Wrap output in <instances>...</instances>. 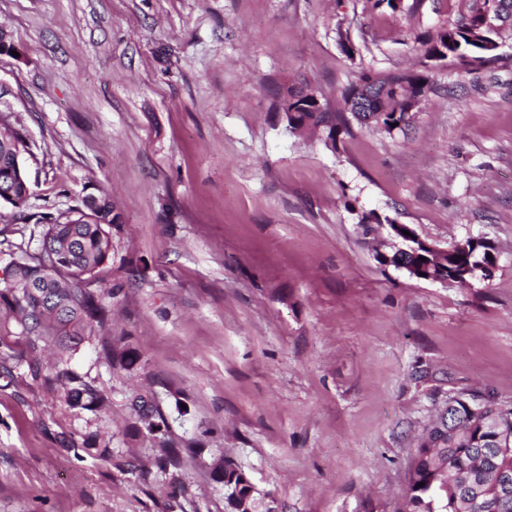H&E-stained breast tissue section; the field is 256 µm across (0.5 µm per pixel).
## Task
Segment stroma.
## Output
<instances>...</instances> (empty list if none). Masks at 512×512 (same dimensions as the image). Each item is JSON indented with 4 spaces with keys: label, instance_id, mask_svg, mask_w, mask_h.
<instances>
[{
    "label": "stroma",
    "instance_id": "stroma-1",
    "mask_svg": "<svg viewBox=\"0 0 512 512\" xmlns=\"http://www.w3.org/2000/svg\"><path fill=\"white\" fill-rule=\"evenodd\" d=\"M475 0H0V114L29 143L31 194L0 204V273L36 254L46 218L107 193L122 215L98 278L112 317L70 370L106 395L74 410L47 353L0 335V512H229L223 457L255 512H399L414 448L457 391L512 407V36L475 69L431 62L402 132H289L277 93L306 83L342 109L360 73L420 60L419 37ZM347 31L353 54L341 49ZM377 212L438 246L495 250L471 288L375 259ZM136 348L131 371L104 349ZM188 413L178 477L138 480L134 394ZM88 440L83 458L60 439ZM110 458H102V451ZM212 466L213 479L231 490L228 506L232 512H253L255 492H252L245 473L223 457L216 459Z\"/></svg>",
    "mask_w": 512,
    "mask_h": 512
}]
</instances>
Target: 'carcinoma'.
Wrapping results in <instances>:
<instances>
[{
	"label": "carcinoma",
	"instance_id": "cac0c4a2",
	"mask_svg": "<svg viewBox=\"0 0 512 512\" xmlns=\"http://www.w3.org/2000/svg\"><path fill=\"white\" fill-rule=\"evenodd\" d=\"M512 19V0H482L459 24L440 29L421 41L427 61L453 56L473 67L497 57L502 27ZM423 70L402 73L364 72L359 83L348 88L344 103L360 90H374V117L351 113L362 125L380 126L391 133L393 124L404 130L411 123L407 115L408 96L415 89H428ZM280 108L292 133L321 124L329 125L328 138L336 141L339 127L347 125L344 113L332 116L326 104L309 86H291L280 98ZM25 142L23 134L6 121L0 122V187L21 197L27 193V177L13 174L7 183L4 171L13 166L11 142ZM104 205L94 211L56 219L44 225L41 252L24 253L12 262L15 279L0 284V332L27 338L30 350L53 345L63 353L75 351L94 326H103L107 307L97 287V270L109 258L112 241L107 228L121 223V216L108 194ZM491 263L480 249L458 250L431 260V270L468 267L481 276ZM47 282V288H29L30 283ZM109 362L124 370L140 361L137 350L118 343L107 349ZM63 388L62 398L71 408L93 411L105 400L104 394L67 368L55 372ZM137 416L146 420V431L159 435L169 427L167 417L153 402L138 394L131 402ZM450 416L437 422L420 439L409 471L400 512H512V411L491 396L458 393ZM192 448L168 445L152 465L171 475L169 496L184 492L175 475L182 456ZM116 468L146 479L150 468L138 459L123 458ZM213 479L231 490L228 506L232 512H253L255 493L244 472L222 457L213 462Z\"/></svg>",
	"mask_w": 512,
	"mask_h": 512
}]
</instances>
